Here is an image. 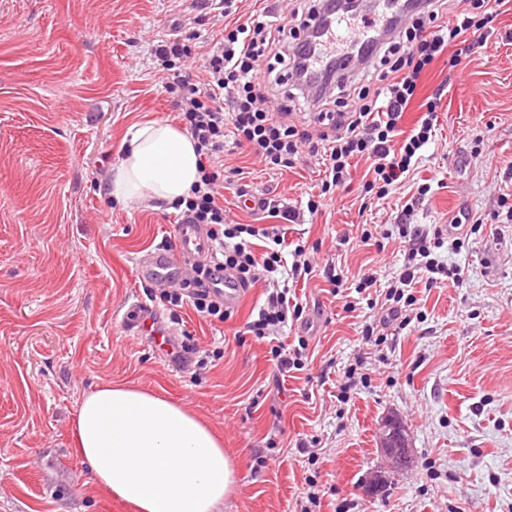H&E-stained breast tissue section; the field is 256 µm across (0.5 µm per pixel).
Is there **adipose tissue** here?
I'll list each match as a JSON object with an SVG mask.
<instances>
[{
  "mask_svg": "<svg viewBox=\"0 0 512 512\" xmlns=\"http://www.w3.org/2000/svg\"><path fill=\"white\" fill-rule=\"evenodd\" d=\"M198 160L185 129L136 123L109 170L108 194L124 204L174 206L199 181ZM71 430L95 485L136 512H224L239 490L236 462L221 439L159 391L98 385L83 394Z\"/></svg>",
  "mask_w": 512,
  "mask_h": 512,
  "instance_id": "ef3b65f1",
  "label": "adipose tissue"
}]
</instances>
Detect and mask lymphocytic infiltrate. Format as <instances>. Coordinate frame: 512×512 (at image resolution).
Segmentation results:
<instances>
[{"instance_id": "obj_1", "label": "lymphocytic infiltrate", "mask_w": 512, "mask_h": 512, "mask_svg": "<svg viewBox=\"0 0 512 512\" xmlns=\"http://www.w3.org/2000/svg\"><path fill=\"white\" fill-rule=\"evenodd\" d=\"M235 0H219L215 21L221 27L204 51L189 37L179 35L157 41L151 53L163 71V87L173 98L177 117L196 142L199 181L183 201L182 219L207 226L213 242L210 264L195 268L184 284L162 289L159 299L169 310L189 306L212 323L231 313L224 307L218 286L232 272L241 288H262L266 299L248 334L258 339L272 336L288 320L299 319L304 308L291 301L280 284L279 252L256 257L251 241L262 237L282 244L275 231L230 221L224 210V169L219 160L225 141L247 149L267 169L294 167L301 155L319 158L318 191L309 195V213H318L323 199L344 186L355 161L370 162L363 185L366 194L381 199L400 190L431 143L438 122L440 96L428 97L424 115L410 130L401 127L403 114L414 98L423 74L439 59L449 67L462 61L461 45L469 34L487 30L505 0H424L412 22L378 45L369 72L348 82L337 80L333 90L314 98V113L297 111L296 92L302 91L306 37L320 7L304 4L302 10L264 8L242 15ZM200 61L199 73L186 67L191 57ZM274 58L278 72L261 71V59ZM443 244L442 230L427 235L410 234L407 263L397 285L386 294L387 318L408 325L403 307L413 306L409 290L417 273L427 285L439 277L456 279L455 270L434 258Z\"/></svg>"}]
</instances>
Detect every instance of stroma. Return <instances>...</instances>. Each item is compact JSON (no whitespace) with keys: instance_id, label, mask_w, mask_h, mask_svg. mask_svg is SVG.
Returning <instances> with one entry per match:
<instances>
[{"instance_id":"stroma-1","label":"stroma","mask_w":512,"mask_h":512,"mask_svg":"<svg viewBox=\"0 0 512 512\" xmlns=\"http://www.w3.org/2000/svg\"><path fill=\"white\" fill-rule=\"evenodd\" d=\"M196 6L0 0V512H132L93 483L71 436L82 393L111 381L163 389L223 438L241 485L224 512H303L311 493L313 512H512V223L494 218L512 194V8L488 40L469 36L455 70L439 61L422 77L402 127L443 89L436 142L412 183L385 199H365L362 160L320 213L285 223L237 207L233 169L248 171L256 198L287 207L307 200L316 173L225 152L232 218L279 226L286 262L299 246L315 254L313 278L296 286L303 318L276 340L306 341L308 365L279 384L272 342L242 332L261 289L241 293L216 325L179 309L180 340L208 357L203 368L164 361L122 324L148 299L137 266L171 241L175 212L112 202L106 169L132 125L174 122L151 47ZM426 179L411 225L458 222V245L438 255L461 279L417 282L402 329L384 320L405 264L395 217ZM331 271L346 286L336 297ZM366 275L375 283L364 289ZM348 370L356 380L346 390ZM389 416L411 433L404 471L376 445Z\"/></svg>"}]
</instances>
